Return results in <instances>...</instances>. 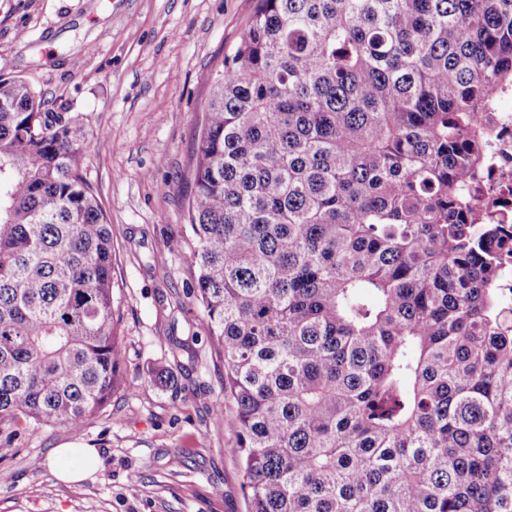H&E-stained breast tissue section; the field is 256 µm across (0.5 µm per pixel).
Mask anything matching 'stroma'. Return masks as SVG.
Instances as JSON below:
<instances>
[{
	"label": "stroma",
	"instance_id": "1",
	"mask_svg": "<svg viewBox=\"0 0 512 512\" xmlns=\"http://www.w3.org/2000/svg\"><path fill=\"white\" fill-rule=\"evenodd\" d=\"M258 0H0V75L27 78L49 112L93 138L84 174L112 226L125 390L75 435L0 428V512H246L238 437L226 423L224 359L194 334L197 270L170 242L188 222L195 146L211 71L238 44ZM164 366L178 392L143 374ZM94 448L78 484L35 468L53 449Z\"/></svg>",
	"mask_w": 512,
	"mask_h": 512
}]
</instances>
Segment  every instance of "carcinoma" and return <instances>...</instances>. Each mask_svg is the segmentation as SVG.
Masks as SVG:
<instances>
[{
    "label": "carcinoma",
    "instance_id": "carcinoma-1",
    "mask_svg": "<svg viewBox=\"0 0 512 512\" xmlns=\"http://www.w3.org/2000/svg\"><path fill=\"white\" fill-rule=\"evenodd\" d=\"M173 241L224 357L247 512H512V301L463 194L512 0H259ZM0 76V426L124 387L89 132ZM155 383L178 392L166 367Z\"/></svg>",
    "mask_w": 512,
    "mask_h": 512
}]
</instances>
